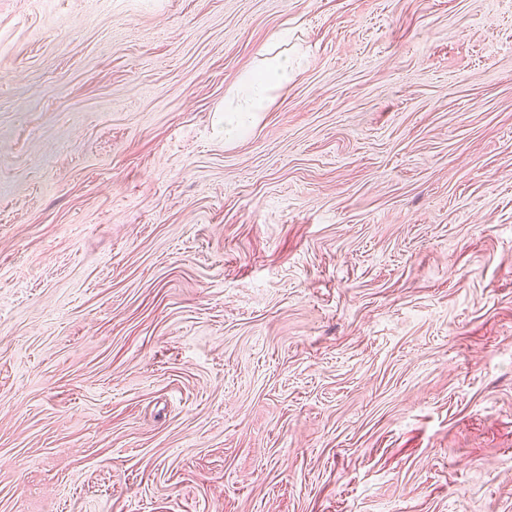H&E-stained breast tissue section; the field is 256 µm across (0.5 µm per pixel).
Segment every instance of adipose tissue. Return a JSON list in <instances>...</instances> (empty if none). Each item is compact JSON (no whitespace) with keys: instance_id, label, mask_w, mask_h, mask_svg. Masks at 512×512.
<instances>
[{"instance_id":"obj_1","label":"adipose tissue","mask_w":512,"mask_h":512,"mask_svg":"<svg viewBox=\"0 0 512 512\" xmlns=\"http://www.w3.org/2000/svg\"><path fill=\"white\" fill-rule=\"evenodd\" d=\"M305 64V55L277 53L265 60L263 68L245 75L224 106L225 143L244 137L267 109L271 91L287 85Z\"/></svg>"}]
</instances>
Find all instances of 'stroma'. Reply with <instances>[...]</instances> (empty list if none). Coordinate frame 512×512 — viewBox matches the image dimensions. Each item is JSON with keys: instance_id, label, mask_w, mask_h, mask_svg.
I'll return each instance as SVG.
<instances>
[{"instance_id": "obj_1", "label": "stroma", "mask_w": 512, "mask_h": 512, "mask_svg": "<svg viewBox=\"0 0 512 512\" xmlns=\"http://www.w3.org/2000/svg\"><path fill=\"white\" fill-rule=\"evenodd\" d=\"M0 512H512V0H0ZM306 64L304 54L277 53L265 59L264 66L245 75L224 105V142L233 144L255 126L270 101V92L288 84Z\"/></svg>"}]
</instances>
